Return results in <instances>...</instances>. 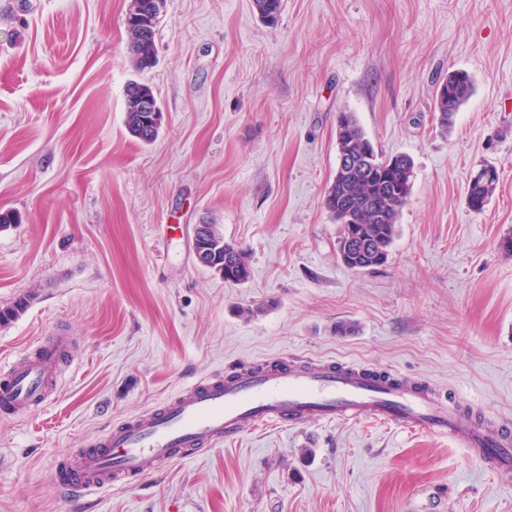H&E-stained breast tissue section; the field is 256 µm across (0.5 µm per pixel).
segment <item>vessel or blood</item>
<instances>
[{
    "mask_svg": "<svg viewBox=\"0 0 512 512\" xmlns=\"http://www.w3.org/2000/svg\"><path fill=\"white\" fill-rule=\"evenodd\" d=\"M71 340L56 330L0 370V413L16 416L55 392ZM370 418L448 438L499 481L512 480V427L463 422L454 401L395 373L312 358L235 367L184 385L149 412L60 455L51 480L79 498L158 472L265 426Z\"/></svg>",
    "mask_w": 512,
    "mask_h": 512,
    "instance_id": "obj_1",
    "label": "vessel or blood"
}]
</instances>
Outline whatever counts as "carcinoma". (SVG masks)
Segmentation results:
<instances>
[{"mask_svg": "<svg viewBox=\"0 0 512 512\" xmlns=\"http://www.w3.org/2000/svg\"><path fill=\"white\" fill-rule=\"evenodd\" d=\"M283 0H254L258 15L275 22L281 14ZM133 65L139 72L156 63L155 27L142 28L126 24ZM149 86L138 81L127 83L124 90L125 122L131 135L143 143L154 140L152 133L140 125V113L130 110L136 97ZM474 84L468 73L458 71L440 85L435 95L434 111L443 129L453 125L460 107L473 95ZM338 164L324 195L325 209L340 224L337 255L341 262L356 271L370 270L385 264L396 233L400 211L413 187L414 161L407 154L384 157L375 148L353 112H342L336 124ZM494 189L472 179L466 201L469 209L482 213ZM212 246L217 248V264L224 265V281L242 284L250 277L245 251L224 240L211 227Z\"/></svg>", "mask_w": 512, "mask_h": 512, "instance_id": "carcinoma-1", "label": "carcinoma"}]
</instances>
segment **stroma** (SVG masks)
<instances>
[{
  "label": "stroma",
  "mask_w": 512,
  "mask_h": 512,
  "mask_svg": "<svg viewBox=\"0 0 512 512\" xmlns=\"http://www.w3.org/2000/svg\"><path fill=\"white\" fill-rule=\"evenodd\" d=\"M131 0H0V366L49 331L73 340L52 399L0 417V512H512L463 449L372 419L268 427L80 501L54 459L195 377L272 357L334 358L454 392L466 417L512 422V0H165L157 63L136 71ZM453 70L475 91L434 117ZM147 84L163 120L125 126ZM414 160L387 262L337 256L323 207L336 116ZM499 170L483 213L467 183ZM219 227L242 285L199 266ZM351 324L341 334L337 324ZM144 90H148L152 95L148 92H144L136 100L139 93ZM153 96V91L149 86L135 80L127 83L124 90V112L127 129L133 137L143 143L153 141L156 136H152V133L158 131L161 125L162 111ZM135 100L137 112H133L129 109L131 104L135 105ZM139 112H142L141 121L144 127L152 133L144 127L141 128L139 118L141 113Z\"/></svg>",
  "instance_id": "obj_1"
}]
</instances>
